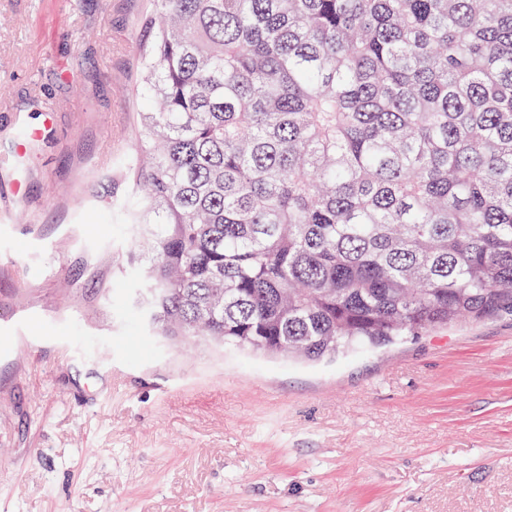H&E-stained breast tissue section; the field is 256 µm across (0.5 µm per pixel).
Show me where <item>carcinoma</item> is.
<instances>
[{"label": "carcinoma", "mask_w": 512, "mask_h": 512, "mask_svg": "<svg viewBox=\"0 0 512 512\" xmlns=\"http://www.w3.org/2000/svg\"><path fill=\"white\" fill-rule=\"evenodd\" d=\"M127 161L163 338L317 363L512 312V0H153Z\"/></svg>", "instance_id": "1"}]
</instances>
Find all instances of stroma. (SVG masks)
Returning a JSON list of instances; mask_svg holds the SVG:
<instances>
[{"mask_svg": "<svg viewBox=\"0 0 512 512\" xmlns=\"http://www.w3.org/2000/svg\"><path fill=\"white\" fill-rule=\"evenodd\" d=\"M150 11L0 0V512H512V315L315 366L144 322Z\"/></svg>", "mask_w": 512, "mask_h": 512, "instance_id": "obj_1", "label": "stroma"}]
</instances>
